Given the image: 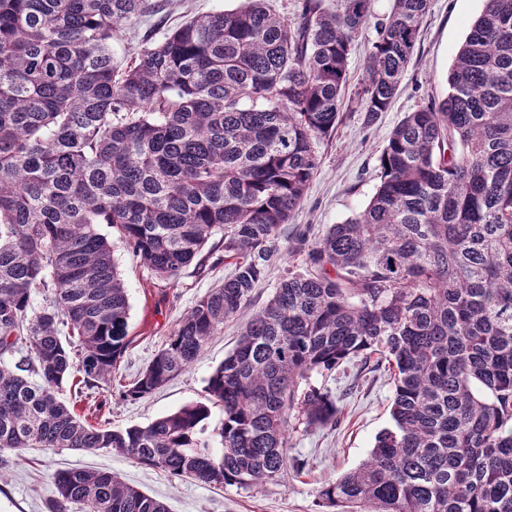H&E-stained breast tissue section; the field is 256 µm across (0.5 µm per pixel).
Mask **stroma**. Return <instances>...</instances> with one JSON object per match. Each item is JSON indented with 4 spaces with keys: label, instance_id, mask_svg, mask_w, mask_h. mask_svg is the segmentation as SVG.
<instances>
[{
    "label": "stroma",
    "instance_id": "1",
    "mask_svg": "<svg viewBox=\"0 0 512 512\" xmlns=\"http://www.w3.org/2000/svg\"><path fill=\"white\" fill-rule=\"evenodd\" d=\"M149 18L124 25L112 39V52L124 58L142 40H158L186 18L198 13L231 10L241 0H155ZM482 0H430L412 60L401 89L386 112L366 125L360 112L343 111L336 132L318 146L320 167L304 202L285 226L280 250L266 278L255 288L251 306L225 321L197 361L153 394L137 400L119 399L116 389L133 381L178 328L183 315L234 270L224 261L192 264L173 279H163L143 266L119 244L117 231L100 225L115 242L114 258L129 297V345L112 372L111 384L85 390L80 411L92 423L112 428L145 426L185 404L203 400L206 381L232 350L255 307L274 294L287 270L302 269L299 256L288 252L287 239L306 230L318 237L330 225L362 210L375 192L378 157L387 134L430 99L443 98L455 50L464 41ZM309 385L327 388L336 399L335 426H309L303 417L288 418L289 464L278 480L249 491L215 488L191 479H171L113 451L83 452L31 449L0 482V512H46L57 470L83 468L109 471L125 484L164 502L170 512H321L319 490L367 459L376 435L390 424L394 384L387 369L360 371L358 365L327 376L312 375Z\"/></svg>",
    "mask_w": 512,
    "mask_h": 512
}]
</instances>
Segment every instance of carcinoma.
Here are the masks:
<instances>
[{"mask_svg": "<svg viewBox=\"0 0 512 512\" xmlns=\"http://www.w3.org/2000/svg\"><path fill=\"white\" fill-rule=\"evenodd\" d=\"M245 0L117 61L151 0H0V480L27 448L111 449L173 478L244 491L288 468V416L336 423L312 374L359 357L393 370L392 424L319 491L324 512H512V0H483L448 93L407 114L365 208L319 238L211 373L205 400L145 427L92 424L59 389L112 382L129 300L112 242L160 277L235 260L122 390L151 394L251 303L341 117L355 37L375 41L356 100L396 95L429 0H302L290 23ZM49 289L40 308L33 295ZM223 418L215 436L204 422ZM47 512H169L98 470L54 474Z\"/></svg>", "mask_w": 512, "mask_h": 512, "instance_id": "1", "label": "carcinoma"}]
</instances>
